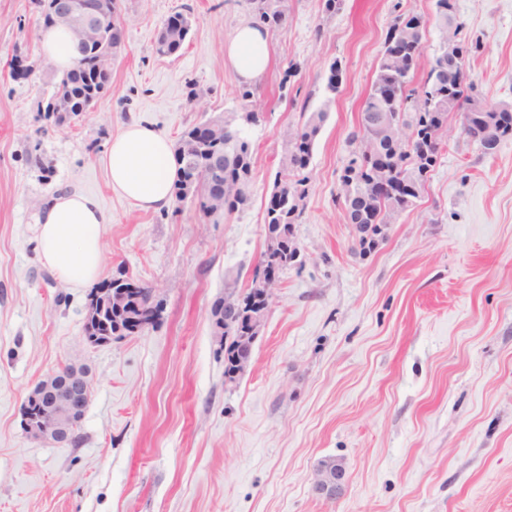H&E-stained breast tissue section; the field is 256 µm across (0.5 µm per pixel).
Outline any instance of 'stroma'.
I'll use <instances>...</instances> for the list:
<instances>
[{
    "label": "stroma",
    "mask_w": 512,
    "mask_h": 512,
    "mask_svg": "<svg viewBox=\"0 0 512 512\" xmlns=\"http://www.w3.org/2000/svg\"><path fill=\"white\" fill-rule=\"evenodd\" d=\"M254 86L268 117L248 131L251 205L206 218L193 203L144 212L111 192L112 137L141 121L178 140L241 111L224 45L248 0H124L109 94L65 117L41 104L59 78L41 55L34 0H0V512H512V135L487 153L448 116V140L417 205L362 250L339 196L362 101L396 11L434 0H286ZM473 95L512 103V0H457ZM182 49L154 50L175 13ZM339 62L342 82L307 172L282 271L248 361L224 377L212 310L252 284L283 135ZM300 69L291 80L289 63ZM98 197L101 279L152 288L145 331L89 345L88 289L40 262L35 216L51 194ZM86 366L77 440L21 428L26 395L65 364ZM342 460L343 494L312 491L319 461Z\"/></svg>",
    "instance_id": "stroma-1"
}]
</instances>
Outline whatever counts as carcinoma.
<instances>
[{"label": "carcinoma", "instance_id": "obj_1", "mask_svg": "<svg viewBox=\"0 0 512 512\" xmlns=\"http://www.w3.org/2000/svg\"><path fill=\"white\" fill-rule=\"evenodd\" d=\"M250 4L258 23L269 29L280 27L285 20L284 0H250ZM450 19L457 22V29H462L456 0H435L433 17L426 18L417 13L399 15L386 31L376 75L361 111L403 112L407 118L405 128L410 133L406 135L408 143L397 149L363 128L351 135V141L359 143V150L349 160L340 179L354 190V196L346 201L348 221L355 225L363 247L383 237L386 225L421 198L439 152L435 130L448 126L451 112L460 114L463 119L469 115L473 96L468 93L466 84V62L454 65L448 60ZM430 25L436 29L439 46L426 77L416 85L414 79ZM187 36V31L166 21L155 39L156 52L161 56L168 55L164 47L182 46ZM67 75L81 89L90 90L94 70L89 63L78 60L77 67ZM240 98L245 101L243 110L218 120L224 125V179L239 180L243 186L236 200L225 208L229 213L246 207L251 201L253 162L247 131L265 119V110L254 100L251 89H242ZM321 98V104L312 109V96L306 97L301 107L306 119L284 141L283 151L291 153L294 168L289 170L291 178L273 184L265 215L268 246L253 272L255 276L265 268H274L278 272L285 270L299 257L294 224L301 213L300 203L307 195L308 177L304 171L311 164L317 137L332 103L324 94ZM194 134L193 126L183 132L176 155L181 174L200 178L209 154L195 152L187 161L182 157V146ZM380 168L385 170L393 185L405 178L411 180L402 197L381 200L371 193L370 183Z\"/></svg>", "mask_w": 512, "mask_h": 512}]
</instances>
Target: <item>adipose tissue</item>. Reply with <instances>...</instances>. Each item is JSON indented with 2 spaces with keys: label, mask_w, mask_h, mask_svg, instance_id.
<instances>
[{
  "label": "adipose tissue",
  "mask_w": 512,
  "mask_h": 512,
  "mask_svg": "<svg viewBox=\"0 0 512 512\" xmlns=\"http://www.w3.org/2000/svg\"><path fill=\"white\" fill-rule=\"evenodd\" d=\"M40 50L59 72L73 69L78 56L70 32L61 26L44 28ZM224 54L239 81L260 77L269 62L265 27L238 25ZM111 189L142 211L170 206L178 165L169 138L154 128L130 123L114 137L104 155ZM107 216L93 195L74 190L51 197L35 219L39 258L58 280L75 288L96 281L102 263L101 227Z\"/></svg>",
  "instance_id": "adipose-tissue-1"
}]
</instances>
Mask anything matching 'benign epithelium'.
<instances>
[{"instance_id":"benign-epithelium-1","label":"benign epithelium","mask_w":512,"mask_h":512,"mask_svg":"<svg viewBox=\"0 0 512 512\" xmlns=\"http://www.w3.org/2000/svg\"><path fill=\"white\" fill-rule=\"evenodd\" d=\"M41 18L51 24L64 25L75 33L78 52L95 50V60L100 78L91 90L78 95L66 77L56 85L46 101V112H90L103 97L109 85L112 60L111 31L104 24L103 15L107 0H37ZM214 173L203 179L208 194L224 199V181L221 180L224 154L215 153L210 157ZM131 280L114 277L102 288L94 289L88 299L85 314L84 338L91 345H103L128 332L147 329L146 318L156 312L155 296L136 306V313L129 315L132 330H112V308L123 310L129 302ZM243 307L236 306V300L228 298L221 302L220 314L214 317V326L219 336L239 327ZM249 330L239 336V364L246 363L254 334L261 327L265 311L248 312ZM91 393V384L85 371L69 366L53 371L39 381L29 392L22 421L24 433L32 439L54 444H66L73 439L82 421ZM346 471L343 463L334 458L321 460L315 472L313 493L326 500L339 498L344 491Z\"/></svg>"}]
</instances>
